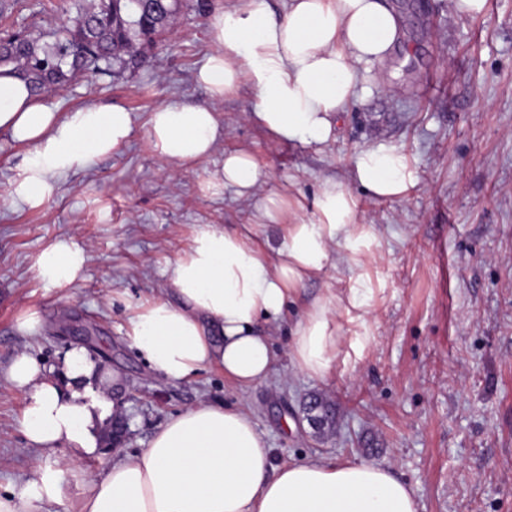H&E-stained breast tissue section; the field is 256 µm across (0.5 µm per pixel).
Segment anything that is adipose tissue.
<instances>
[{
	"mask_svg": "<svg viewBox=\"0 0 512 512\" xmlns=\"http://www.w3.org/2000/svg\"><path fill=\"white\" fill-rule=\"evenodd\" d=\"M400 37L399 16L385 0H288L280 17L267 0H238L214 13L215 49L197 80L215 99L250 85L253 124L282 143L324 145L339 113L370 95L375 66ZM0 130L30 148L9 195L38 208L57 194L58 176L121 145L131 117L95 105L60 114L2 67ZM149 131L161 159L184 165L211 153L219 122L210 107L163 103ZM352 172L376 198H404L417 183L401 149L385 142L359 150ZM262 178L240 150L225 154L212 185L248 197ZM314 207L315 218L285 225L273 263L251 233L215 224L197 232L165 270L172 299L134 307L131 347L173 381L209 366L241 388L267 379L275 355L260 320L279 321L300 285L340 261L360 263L368 246L342 182L325 180ZM85 263L81 246L58 241L41 251L35 272L46 287L62 288L81 277ZM366 305L361 288L314 299L292 330L291 364L326 377L346 347L341 312ZM48 372L23 352L9 367L10 381L28 396L23 434L56 462L1 491L0 512H417L413 489L390 468L323 459L274 465L248 412L205 401L169 418L147 448L103 457L110 418L122 412L113 393L124 375L79 347L64 358L57 379ZM94 457L100 467L85 475L81 463ZM70 482L80 487L72 498L65 493Z\"/></svg>",
	"mask_w": 512,
	"mask_h": 512,
	"instance_id": "adipose-tissue-1",
	"label": "adipose tissue"
}]
</instances>
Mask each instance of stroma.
<instances>
[{
	"instance_id": "obj_1",
	"label": "stroma",
	"mask_w": 512,
	"mask_h": 512,
	"mask_svg": "<svg viewBox=\"0 0 512 512\" xmlns=\"http://www.w3.org/2000/svg\"><path fill=\"white\" fill-rule=\"evenodd\" d=\"M402 37L380 66L372 97L340 114L325 146L279 143L248 120L254 92L242 85L212 101L197 73L213 52V17L188 8L149 66L44 95L66 114L86 105L129 112L132 130L110 155L60 177L58 193L33 209L8 189L26 145L0 131V484L20 486L43 464L21 431L26 397L7 378L21 352L58 363L75 346L57 332L64 314L99 330L97 358L121 370L126 453L147 447L166 420L200 401L243 408L273 448L275 464L313 456L391 468L415 492L418 512H512V0H488L484 14L455 15L449 0H388ZM66 0H24L0 17V31L49 28ZM162 103L212 105L223 133L213 153L188 165L159 159L150 115ZM387 142L418 180L403 199H376L349 178L356 153ZM247 150L265 171L253 197L206 184L224 155ZM345 183L370 232L360 265L306 281L273 330L277 363L266 380L228 384L209 367L171 382L131 348L136 303L168 297L164 270L197 230L252 223L256 200L275 194L282 219L314 216L325 180ZM84 248L81 279L45 287L34 262L49 244ZM367 289L368 319L349 314L350 357L323 379L288 359V329L326 289ZM38 311L31 335L16 324ZM329 406L314 430L305 404Z\"/></svg>"
}]
</instances>
